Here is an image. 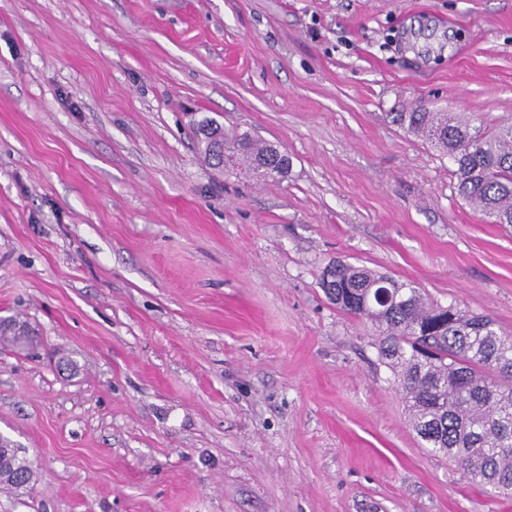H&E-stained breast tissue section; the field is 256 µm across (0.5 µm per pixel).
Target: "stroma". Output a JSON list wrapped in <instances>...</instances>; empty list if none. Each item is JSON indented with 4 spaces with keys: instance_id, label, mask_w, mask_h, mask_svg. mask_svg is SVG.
Segmentation results:
<instances>
[{
    "instance_id": "1",
    "label": "stroma",
    "mask_w": 512,
    "mask_h": 512,
    "mask_svg": "<svg viewBox=\"0 0 512 512\" xmlns=\"http://www.w3.org/2000/svg\"><path fill=\"white\" fill-rule=\"evenodd\" d=\"M512 121V0H0V512H512L422 448L343 260L512 332V226L395 120ZM212 117L288 153L213 168ZM74 360V369L62 366ZM1 448L10 447H5L0 440V468L5 476L0 481L1 488L19 489L29 484L36 474L31 461L21 454L19 448H11L9 456H5V452L1 453Z\"/></svg>"
}]
</instances>
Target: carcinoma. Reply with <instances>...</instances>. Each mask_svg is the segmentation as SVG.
Here are the masks:
<instances>
[{"mask_svg":"<svg viewBox=\"0 0 512 512\" xmlns=\"http://www.w3.org/2000/svg\"><path fill=\"white\" fill-rule=\"evenodd\" d=\"M396 121L437 145L457 166L458 195L494 218L512 224V123L496 130L474 126L446 112H399ZM212 119L198 123L205 159L220 164L234 150L259 179H280L288 168L271 149L247 133L210 139ZM321 285L342 311L375 329L379 357L393 371L413 430L434 455L448 458L475 483L512 495V333L495 320L457 305L428 300L411 282L336 260ZM26 325L5 319L0 338L29 336ZM4 489L29 484L33 464L12 448L0 455Z\"/></svg>","mask_w":512,"mask_h":512,"instance_id":"1","label":"carcinoma"}]
</instances>
